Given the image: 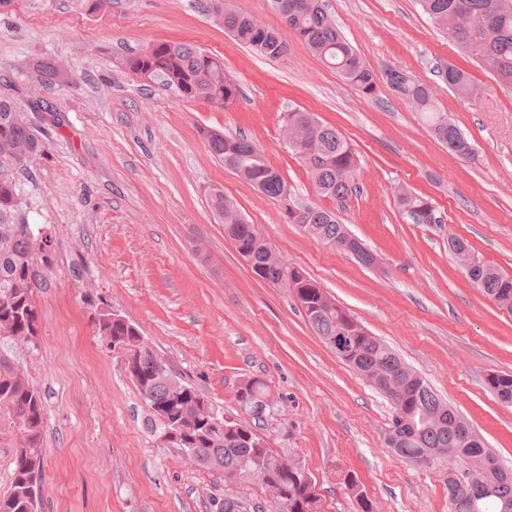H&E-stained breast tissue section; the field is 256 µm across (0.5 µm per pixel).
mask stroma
I'll use <instances>...</instances> for the list:
<instances>
[{
	"label": "stroma",
	"instance_id": "stroma-1",
	"mask_svg": "<svg viewBox=\"0 0 512 512\" xmlns=\"http://www.w3.org/2000/svg\"><path fill=\"white\" fill-rule=\"evenodd\" d=\"M206 0H0V98L18 102L43 152L17 173L22 217L51 240L38 263L39 335L0 340L45 401V512H216L225 493L247 512H271L260 483L227 485L161 445L124 359L94 333L87 296L136 323L184 380L242 424L236 400L264 379L276 401L262 429L316 483L323 512H360L338 474L351 472L375 512H448L445 468L396 457L386 444L390 400L336 357L292 291L256 277L211 211L223 186L282 259L395 349L512 468V406L487 385L512 375V315L474 288L448 249L467 240L512 275V89L464 60L416 0H326L338 28L376 77L366 97L322 64L267 0H225L276 30L286 57L236 42ZM163 40H187L223 58L243 98L218 110L129 73L122 60ZM68 74L43 87L33 66ZM453 63L478 88L466 100L438 75ZM434 89L436 105L476 157L449 154L419 112L387 82L388 68ZM315 113L357 150V187L320 198L284 138L291 109ZM245 135L287 182L298 205L335 212L376 256L365 267L291 224L280 202L210 154L203 130ZM431 199L442 221L411 224L398 188Z\"/></svg>",
	"mask_w": 512,
	"mask_h": 512
}]
</instances>
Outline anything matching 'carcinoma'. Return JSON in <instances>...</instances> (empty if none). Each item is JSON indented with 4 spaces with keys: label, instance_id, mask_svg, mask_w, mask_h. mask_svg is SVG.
I'll return each instance as SVG.
<instances>
[{
    "label": "carcinoma",
    "instance_id": "obj_1",
    "mask_svg": "<svg viewBox=\"0 0 512 512\" xmlns=\"http://www.w3.org/2000/svg\"><path fill=\"white\" fill-rule=\"evenodd\" d=\"M418 4L439 30L445 33L471 59L485 64L497 80L512 88V0H418ZM209 11L224 24L235 40L260 55L277 60L287 54L288 45L279 33L258 24L248 15L228 10L224 0H210ZM286 26L327 67L365 96L376 91V79L357 50L337 28L327 12L325 0H299V5L285 20ZM124 68L149 80L160 81L180 97L206 104L220 103L225 109L236 105L241 87L235 76L224 68V59L180 41H161L143 53L123 60ZM44 84L65 82V75L50 61L36 64ZM448 88L461 97L473 94L474 84L464 69L448 63L439 70ZM391 87L412 103L426 121L433 136L457 158L470 160L472 144L462 130L448 121L434 104L433 89L396 68L388 69ZM288 142L304 163L316 192L330 200H342L352 191L359 172L354 148L334 127L317 115L299 109L283 118ZM210 154L262 194L283 201L288 184L267 163L253 141L243 135L207 138ZM41 145L25 121L20 106L0 99V160L24 165L22 156L40 154ZM213 212L224 223V232L237 251L248 252L252 270L267 282L294 292L306 319L330 348L347 347L348 366L356 372L375 371L385 379H402L404 389L393 404L392 427L400 429L399 438L386 437L392 452L407 461L428 467L434 448L456 449L449 471L457 473L472 488H481L457 512H507L512 510V470L508 473L488 469L496 454L428 383L415 376L399 356L381 339L370 334L348 311L337 305L318 283L303 274L294 277L291 266L269 261L271 244L257 231L224 189L215 186L208 192ZM402 214L412 224H441L432 202L419 194L401 190L396 197ZM298 214L285 209L288 221L311 237L345 251L355 244L354 235L339 222L334 211L322 206L296 207ZM18 193L14 173L0 164V337L23 340L39 334V314L35 303L41 288L37 278L38 257H46V243L38 242L32 225L17 218ZM473 287L502 308L512 309V276L479 258L466 269ZM94 333L107 346L122 343L136 352L132 359L135 376L131 377L145 404L147 426L158 441H163L166 424L159 415L167 414L170 423L179 424L187 447L193 449L189 460L196 466L224 477L227 485L252 478L266 482L273 477L285 492L276 512H322L320 497L312 479L278 469L281 452L261 448V438L251 432L243 441L224 433V426L241 429L224 418L212 401L196 386L172 379L165 359L141 336L138 326L110 310L94 318ZM267 384L257 378L244 382L236 394L240 408L262 420L273 404ZM202 405L209 412L215 428L208 429L190 415H183L184 405ZM447 416L433 418L440 408ZM8 412L20 431L22 442L14 450V472L9 488L0 494V512H44L43 430L45 403L31 385L25 370L0 354V410ZM343 485L355 492L362 512H374L366 493L356 491L358 481L343 474Z\"/></svg>",
    "mask_w": 512,
    "mask_h": 512
}]
</instances>
